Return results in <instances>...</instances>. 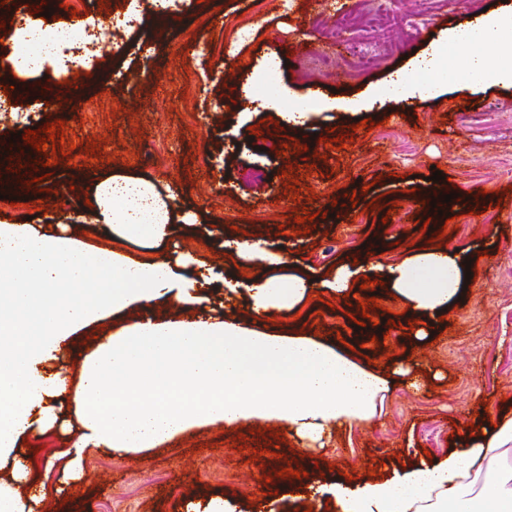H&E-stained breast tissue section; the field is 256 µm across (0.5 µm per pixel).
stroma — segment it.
<instances>
[{
    "instance_id": "obj_1",
    "label": "stroma",
    "mask_w": 512,
    "mask_h": 512,
    "mask_svg": "<svg viewBox=\"0 0 512 512\" xmlns=\"http://www.w3.org/2000/svg\"><path fill=\"white\" fill-rule=\"evenodd\" d=\"M361 0H175L166 28L152 26L146 0L93 6L89 37L67 43L65 69L30 77L54 107L23 105L0 114V142L12 133L64 122L71 149L44 153L26 140L14 158L0 157V221L66 224L82 210L94 179L134 171L178 187L200 215L177 227L179 250L192 252L215 276L200 286L210 305L224 300L220 277L241 260L224 239L263 240L314 280L363 258L378 241V262L389 264L428 248L472 254L471 283L457 308L424 348L413 349L408 313L374 287L341 300L327 290L276 315L254 316L239 294L231 316L278 334L318 335L384 367L414 360V381L396 378L368 419L339 428L330 447L301 451L282 424L245 422L192 428L142 452L89 451L80 481L65 478L68 440L49 430L23 440L30 474L46 487L40 512H191L221 498L234 512H307L289 495L293 477L331 483L337 473L362 482L440 462L460 445L465 427L512 410V85L493 79L437 81L433 97L380 100L389 74L410 68L427 50L452 46L455 32L512 12V0H388L389 26H356L336 39V23ZM130 20L116 46L98 33ZM325 54L334 67L318 68ZM280 63L281 85L296 99L316 90L313 128L275 125L277 99L244 107L238 92ZM361 99L353 113L343 101ZM373 129L356 128L357 120ZM345 140L343 149L331 139ZM98 151L86 153L87 142ZM441 180H433L434 172ZM26 183L9 201L12 182ZM431 193H456L468 205L429 209ZM312 213L298 227L294 218ZM375 299L362 309L361 301ZM364 326L356 321L362 314ZM132 307L92 324L71 339L64 369L78 379L81 356L114 326L141 316Z\"/></svg>"
}]
</instances>
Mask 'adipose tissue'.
<instances>
[{
  "instance_id": "adipose-tissue-1",
  "label": "adipose tissue",
  "mask_w": 512,
  "mask_h": 512,
  "mask_svg": "<svg viewBox=\"0 0 512 512\" xmlns=\"http://www.w3.org/2000/svg\"><path fill=\"white\" fill-rule=\"evenodd\" d=\"M505 23L512 25V16L456 32L472 73L493 60L473 45H494ZM20 35L38 53L1 58L0 67L21 74L55 60L65 42L30 23ZM88 198L86 221L150 246L195 221L176 191L143 177L101 176ZM230 247L267 268L249 286L254 314L292 309L320 286L345 297L364 275L420 318L419 347L435 320L457 305L465 281L466 253L444 248L386 266L345 264L316 285L259 242ZM192 263L185 252L134 260L85 246L64 224L0 222V465H10L14 479L0 484V512H35L44 499L43 488L25 483L29 460L18 442L53 427L74 437L67 454L76 477L87 450L145 451L193 426L276 420L298 440L322 443L373 414L390 388L387 368L359 362L324 338L277 336L213 310L114 328L70 382L58 363L71 336L130 306L196 304L197 280L185 273ZM298 491L313 504L332 494L336 512H512V414L464 429L460 448L444 461L359 486L339 480L330 489L302 484Z\"/></svg>"
}]
</instances>
